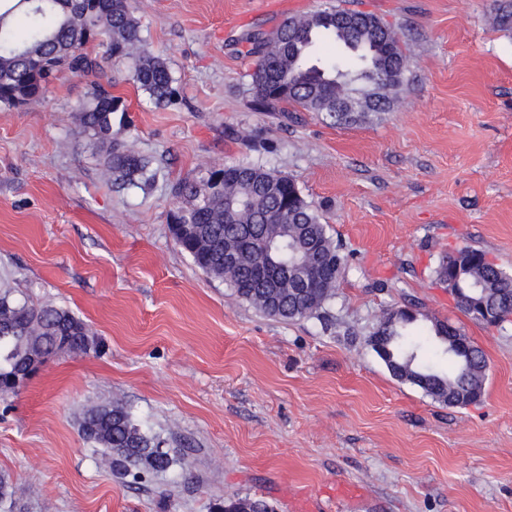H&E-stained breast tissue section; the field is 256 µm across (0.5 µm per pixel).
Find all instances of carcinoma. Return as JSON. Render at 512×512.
<instances>
[{
    "mask_svg": "<svg viewBox=\"0 0 512 512\" xmlns=\"http://www.w3.org/2000/svg\"><path fill=\"white\" fill-rule=\"evenodd\" d=\"M496 24L512 30V0H495ZM330 6L303 18H285L272 31L246 37L256 58L251 74L255 112L288 108L326 114L338 125L391 108L405 81L407 58L398 33L381 19ZM327 35L353 53L357 64L340 69L309 62L315 39ZM142 42L131 0H0V105L21 108L43 97L58 74L95 73L111 59L135 58L131 81L157 104L178 94L175 80L158 56H134ZM124 100L95 88L77 109L76 121L103 154L112 184L140 188L150 181V160L115 138L126 126ZM170 223L177 244L206 275L224 281L234 294L260 313L281 320L327 318V306L348 260L329 236L322 215L301 194L295 181L259 163L228 162L177 180ZM273 241L275 258L288 276L270 288L255 274L267 259L255 249ZM469 266L456 269L445 256L435 274L455 297L458 309L480 321L483 312L512 316V274L484 261V252L467 247ZM417 313L398 309L382 316L369 342L384 344L393 376L419 386L450 406L477 402L483 392L487 360L481 348L450 323L440 320L416 332ZM87 324L51 304L21 303L0 292V395L17 393L26 383L28 355L50 356L65 348L88 349L80 336ZM83 439L100 448L119 475L168 470L176 460L134 423L119 404L87 408L80 421ZM217 512H271L270 504L237 496Z\"/></svg>",
    "mask_w": 512,
    "mask_h": 512,
    "instance_id": "cac0c4a2",
    "label": "carcinoma"
}]
</instances>
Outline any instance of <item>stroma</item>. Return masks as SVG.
I'll list each match as a JSON object with an SVG mask.
<instances>
[{
  "label": "stroma",
  "instance_id": "obj_1",
  "mask_svg": "<svg viewBox=\"0 0 512 512\" xmlns=\"http://www.w3.org/2000/svg\"><path fill=\"white\" fill-rule=\"evenodd\" d=\"M297 3L397 31L409 71L389 111L350 125L252 111L240 41L280 21L263 0H135L138 52L166 60L171 105L129 81L127 59L0 106V290L70 310L99 342L0 398L13 512H214L246 494L274 512H512V321L471 320L434 275L466 245L512 271V32L495 0ZM99 83L126 102L118 138L153 160L144 188L113 190L77 126ZM229 161L287 174L322 210L349 256L329 324L261 314L177 245L173 184ZM400 307L484 351L480 401L451 407L390 374L368 338ZM109 402L181 464L112 472L79 432L85 408Z\"/></svg>",
  "mask_w": 512,
  "mask_h": 512
}]
</instances>
